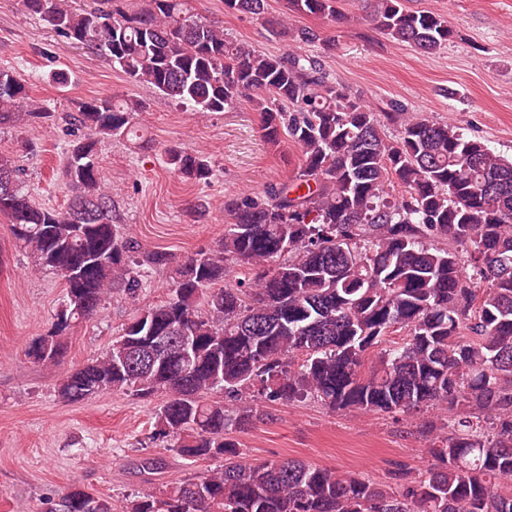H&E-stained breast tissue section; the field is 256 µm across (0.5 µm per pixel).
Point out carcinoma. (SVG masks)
<instances>
[{
    "instance_id": "cac0c4a2",
    "label": "carcinoma",
    "mask_w": 512,
    "mask_h": 512,
    "mask_svg": "<svg viewBox=\"0 0 512 512\" xmlns=\"http://www.w3.org/2000/svg\"><path fill=\"white\" fill-rule=\"evenodd\" d=\"M341 2L288 0V10L340 23ZM369 2L376 30L422 53L453 35L446 18L404 0ZM20 4L129 82L185 111L247 102L271 149L300 150L293 177L224 202V237L178 262L166 298L58 384L74 402L160 395L151 439L173 438L185 460L218 462L133 496L125 512H512V156L452 124L376 112L329 79L321 56L233 41L189 0ZM224 11L288 37L268 0H224ZM141 111L136 100L101 97L66 114L74 139L60 209L33 202L23 169L0 156V215L35 269L65 286L54 330L29 347L37 362H57L68 327L114 294L135 297L144 270L171 263L112 222L97 161L101 142L137 135ZM54 118L0 69L1 127ZM165 155L186 179L213 175L202 153ZM228 264L243 275L234 285L224 282ZM309 400L331 411L438 406L445 415L423 425L426 469L396 463L380 483L289 458L250 461L228 437L271 419L268 405ZM39 512H112V501L76 486Z\"/></svg>"
}]
</instances>
